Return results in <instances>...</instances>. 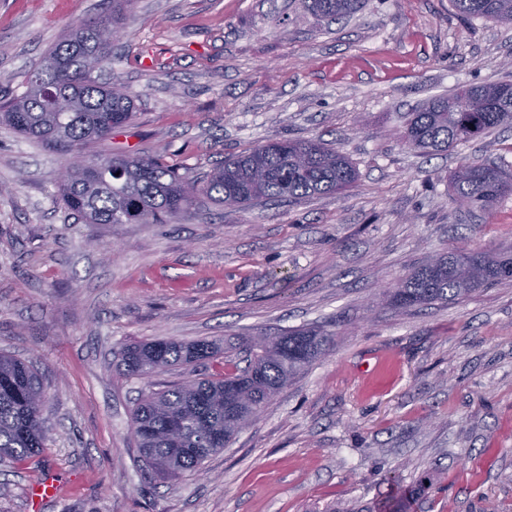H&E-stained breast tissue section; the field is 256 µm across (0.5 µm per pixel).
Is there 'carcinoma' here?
Segmentation results:
<instances>
[{
    "label": "carcinoma",
    "mask_w": 512,
    "mask_h": 512,
    "mask_svg": "<svg viewBox=\"0 0 512 512\" xmlns=\"http://www.w3.org/2000/svg\"><path fill=\"white\" fill-rule=\"evenodd\" d=\"M132 0H112V15L81 22L43 57L30 76L41 79L47 94L31 85L0 107V123L66 155L69 174L61 199L84 224H164L205 197L219 206L246 208L259 201H295L338 193L356 178L350 159L320 139H282L230 155L203 182L181 174L162 153L121 156L98 149L112 130L131 123L133 100L118 85H103L93 73L111 61L112 44L100 31L119 23ZM317 18L337 20L366 6V0H303ZM466 18L512 24V0H452ZM497 127H512V82L467 84L431 99L410 112L402 141L423 153L445 152ZM104 163L107 175L91 177L75 159ZM452 200L469 212L483 211L512 193V176L494 162H466L449 180ZM512 278V250L487 253L461 248L425 263L388 291L390 301L413 307L460 300L473 291ZM329 338L312 329L280 336H256L239 349L245 366L224 361V372L207 379L187 378L166 389L141 395L132 412V434L145 467L178 476L200 469L224 449L249 421L224 409V388L238 390L242 409L257 413L295 376L326 350ZM215 359L219 350L199 341L184 344L155 340L127 346L120 373L139 378L169 367H187L200 354ZM47 393L30 363L0 353V461H23L45 448L41 412Z\"/></svg>",
    "instance_id": "obj_1"
}]
</instances>
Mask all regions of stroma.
Returning <instances> with one entry per match:
<instances>
[{"mask_svg":"<svg viewBox=\"0 0 512 512\" xmlns=\"http://www.w3.org/2000/svg\"><path fill=\"white\" fill-rule=\"evenodd\" d=\"M112 0H0V97ZM136 117L107 149L165 151L194 178L270 141L319 138L357 179L242 210L200 199L166 224H80L65 156L0 124V350L47 387L45 450L0 463V512H512V279L399 308L385 289L435 255L512 247V195L474 213L448 194L465 161L512 173V127L435 155L405 117L462 84L512 80V26L450 0H369L329 24L302 0H133L112 61ZM315 327L330 349L199 471L149 473L131 433L145 391L223 359L119 377L122 348L234 344ZM55 500L32 498L46 471Z\"/></svg>","mask_w":512,"mask_h":512,"instance_id":"35a3bbf8","label":"stroma"}]
</instances>
